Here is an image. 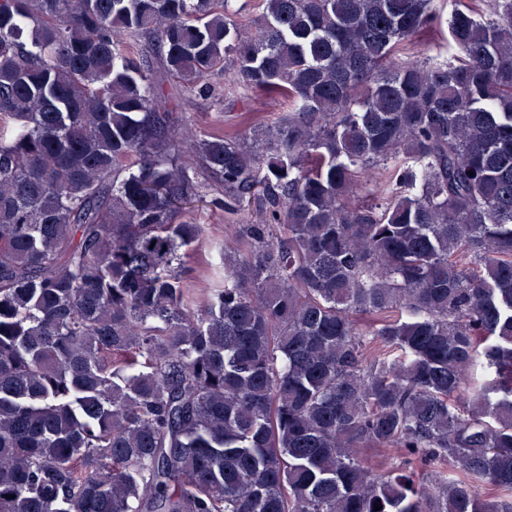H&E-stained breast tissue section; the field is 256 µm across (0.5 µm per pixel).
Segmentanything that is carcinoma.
Wrapping results in <instances>:
<instances>
[{
	"instance_id": "carcinoma-1",
	"label": "carcinoma",
	"mask_w": 512,
	"mask_h": 512,
	"mask_svg": "<svg viewBox=\"0 0 512 512\" xmlns=\"http://www.w3.org/2000/svg\"><path fill=\"white\" fill-rule=\"evenodd\" d=\"M230 2L0 0V512H512V0ZM210 82L216 86L217 96L206 101L187 97L182 108L174 114L179 125L188 124L194 130L205 133L250 135L255 124L270 123L279 114L288 111V103L259 94H251L248 99L231 97L224 101V74L212 77ZM246 113L252 115L251 121L246 120ZM187 216L197 219L200 224H210V234L215 238H224L227 245L235 247L233 224H245L247 216L243 214H225L222 211H211L202 203L194 204Z\"/></svg>"
}]
</instances>
